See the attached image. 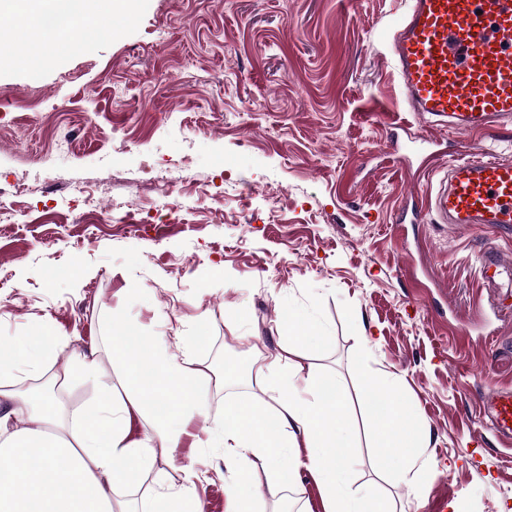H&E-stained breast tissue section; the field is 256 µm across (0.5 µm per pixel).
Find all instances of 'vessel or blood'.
<instances>
[{"mask_svg":"<svg viewBox=\"0 0 512 512\" xmlns=\"http://www.w3.org/2000/svg\"><path fill=\"white\" fill-rule=\"evenodd\" d=\"M389 62L407 111L438 118L451 130L478 135L512 125V0H406ZM443 222L512 229V161L474 151L449 159L425 204ZM512 262L489 252L487 287ZM479 415L503 447L512 446V390L481 398Z\"/></svg>","mask_w":512,"mask_h":512,"instance_id":"obj_1","label":"vessel or blood"}]
</instances>
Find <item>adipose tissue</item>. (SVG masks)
I'll return each mask as SVG.
<instances>
[{
    "mask_svg": "<svg viewBox=\"0 0 512 512\" xmlns=\"http://www.w3.org/2000/svg\"><path fill=\"white\" fill-rule=\"evenodd\" d=\"M99 0H0V14L12 17L13 29L0 30V41L21 33L34 42L74 46L80 32L99 28ZM309 330L289 317L282 332L288 342L268 358L280 380L271 398L277 408L258 413L251 403L226 406L216 428L228 459L247 470L252 460L263 462L270 479L265 491L243 496L226 492L225 512H261L267 499L283 490L281 461L288 468H307L322 486L324 512H391L375 493L340 487L354 452L343 432L347 407L344 396L325 398L316 378L302 377V354L296 341ZM109 349L123 367L124 397H115L111 384L100 388L89 411L58 421L53 397L27 386L55 352L54 342L34 339L16 357L0 358V512H117L113 494L125 483L129 464L150 469L154 447L175 448L188 434L192 419L203 410L202 373L192 354L172 358L165 345L145 346L131 354L120 337ZM303 389H296V380ZM407 408L389 394L373 425L375 443L384 455L400 456L413 469L424 446L403 426ZM149 421L152 437L129 441L133 417ZM204 475L190 467L162 473L165 491L151 512H203L195 488Z\"/></svg>",
    "mask_w": 512,
    "mask_h": 512,
    "instance_id": "1",
    "label": "adipose tissue"
}]
</instances>
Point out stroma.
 I'll return each mask as SVG.
<instances>
[{
    "instance_id": "1",
    "label": "stroma",
    "mask_w": 512,
    "mask_h": 512,
    "mask_svg": "<svg viewBox=\"0 0 512 512\" xmlns=\"http://www.w3.org/2000/svg\"><path fill=\"white\" fill-rule=\"evenodd\" d=\"M405 0H142L103 14L111 34L84 47L0 44V185L25 179L0 218V343L58 342L38 386L97 371L57 397L66 413L120 382L108 349L133 325L132 350L191 351L205 409L179 447L153 450L116 503L142 512L159 472L191 466L203 512H225L234 470L214 437L225 406L264 403L251 376L299 315L312 330L306 369L349 401L351 486L393 512H512V448L479 421L481 396L512 389V319L479 313L481 257L512 252V234L452 229L421 201L437 172L421 139L512 159V127L444 131L402 111L387 44ZM68 143L66 163L56 156ZM407 155L396 163L395 152ZM80 183L84 200L71 190ZM394 377L426 461L401 481L398 458L373 449L374 404ZM266 512H324L307 470L289 474Z\"/></svg>"
}]
</instances>
